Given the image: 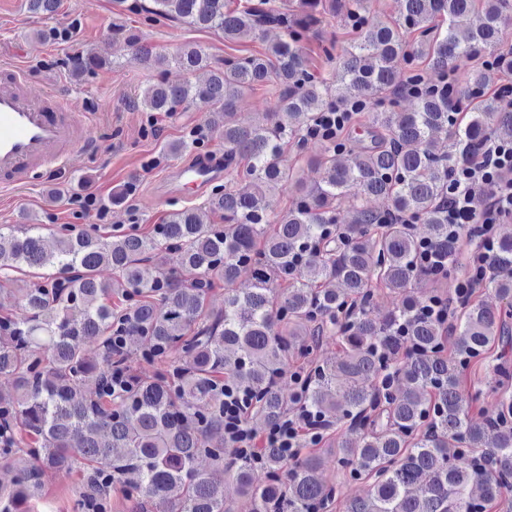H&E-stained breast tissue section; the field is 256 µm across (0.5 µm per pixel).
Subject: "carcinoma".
<instances>
[{
    "label": "carcinoma",
    "mask_w": 512,
    "mask_h": 512,
    "mask_svg": "<svg viewBox=\"0 0 512 512\" xmlns=\"http://www.w3.org/2000/svg\"><path fill=\"white\" fill-rule=\"evenodd\" d=\"M151 16L214 29L237 43L276 26L281 37L260 54L211 65L187 46L167 59L127 33L129 61L158 69L139 98L144 112H176L203 98L212 106L210 129L224 141V169L232 181L208 199L222 223L204 224L193 208L171 213L149 235L119 228L109 236L92 227H62L45 237L32 224L19 235L0 230V272L24 267L49 274L16 295L0 283V377L13 392L0 395V421L41 437L29 465L0 486V512H27L43 494L48 468L86 472L77 512L94 497L110 509L112 484L124 488L131 512H224L230 486L247 493L251 512H319L337 501L338 485L319 476L312 456L289 460L268 448L267 481L252 483V464L224 441V384L255 396L252 416L267 427L292 405L348 422L336 437V463L352 480H371L367 496L343 499V512H487L512 490V392H497L491 415L472 421L482 393L465 394L460 373L508 337L512 319V231L498 235L488 287L498 302H466L455 317V344L433 317L420 315L429 296L411 289L424 275L418 263L424 224L429 239L448 241V168L465 161L488 133L512 142V111L485 93L487 72L473 58L496 49L503 12L512 0H397L382 14L371 0H151ZM343 14L357 36L335 55L331 72L309 71L304 43L323 14ZM409 69L398 68V60ZM108 57L88 52L71 60L76 74ZM174 62L180 83L164 78ZM210 68L196 83L197 70ZM454 76L455 99H479L467 120L454 119L448 90L408 94L414 108L384 107L383 95L427 70ZM277 92L272 111L255 125L229 120L241 97L256 87ZM368 114L362 133L324 141L325 180L311 188L293 178L288 144L306 140L320 112L351 105ZM293 194L275 212L273 198ZM384 197L390 207L364 205ZM354 201V216L342 204ZM409 216L397 224L392 216ZM175 250L181 267L154 278L142 265ZM115 279L98 278L101 267ZM252 270L253 287H234ZM329 280L339 287L325 288ZM224 284V307L210 291ZM403 296L376 313L379 289ZM125 301L112 308V296ZM149 342L148 363H167L151 381L134 377L112 397V371L128 366V345L114 354L115 330ZM342 347L334 362L292 373L287 399L279 382L295 359L313 355L322 340ZM93 344L95 352L87 349ZM491 458L478 469L472 457ZM210 459L204 472L198 460Z\"/></svg>",
    "instance_id": "obj_1"
}]
</instances>
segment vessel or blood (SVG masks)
I'll use <instances>...</instances> for the list:
<instances>
[{"label": "vessel or blood", "instance_id": "vessel-or-blood-1", "mask_svg": "<svg viewBox=\"0 0 512 512\" xmlns=\"http://www.w3.org/2000/svg\"><path fill=\"white\" fill-rule=\"evenodd\" d=\"M93 148L86 124L67 100L34 91L21 67L0 65L1 191L24 188L43 171L68 168L76 153ZM223 176L213 164L189 162L176 166L167 182L174 194L193 200Z\"/></svg>", "mask_w": 512, "mask_h": 512}]
</instances>
